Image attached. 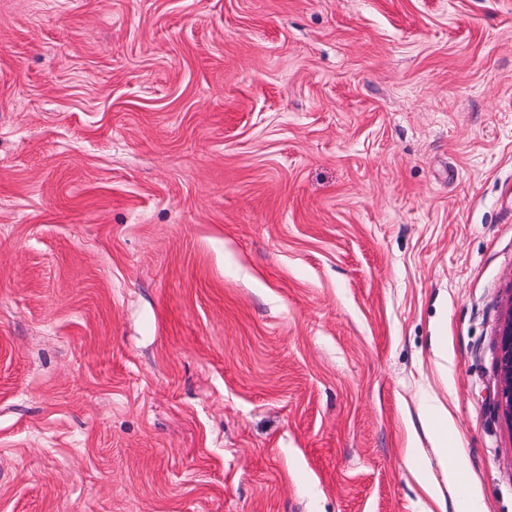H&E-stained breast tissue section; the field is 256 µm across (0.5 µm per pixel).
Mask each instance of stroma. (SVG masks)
Here are the masks:
<instances>
[{"instance_id": "35a3bbf8", "label": "stroma", "mask_w": 512, "mask_h": 512, "mask_svg": "<svg viewBox=\"0 0 512 512\" xmlns=\"http://www.w3.org/2000/svg\"><path fill=\"white\" fill-rule=\"evenodd\" d=\"M511 313L512 0H0V512H512ZM499 342V369L501 384L497 408L512 423V314L503 324ZM429 423L432 424L436 436V445L440 448L443 457L446 459L448 470V482H454L458 470L462 467V462L455 452L450 454V463L448 467V414L441 409H433L428 413Z\"/></svg>"}]
</instances>
